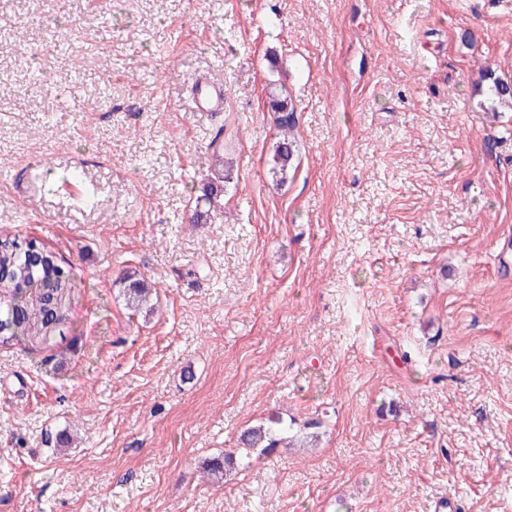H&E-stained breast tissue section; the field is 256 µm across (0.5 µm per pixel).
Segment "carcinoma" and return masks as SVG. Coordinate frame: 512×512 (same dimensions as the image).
I'll return each mask as SVG.
<instances>
[{
	"instance_id": "1",
	"label": "carcinoma",
	"mask_w": 512,
	"mask_h": 512,
	"mask_svg": "<svg viewBox=\"0 0 512 512\" xmlns=\"http://www.w3.org/2000/svg\"><path fill=\"white\" fill-rule=\"evenodd\" d=\"M481 81L487 83L489 103L512 105V81L491 72L483 74ZM271 107L278 112L279 133L273 146L270 173L284 183L295 169L299 152L294 136L296 115L285 99L271 100ZM79 177L75 170L61 174L46 165L41 171L42 185L48 188ZM229 180V167L224 163V156L215 155L214 175L196 198L193 223L207 222ZM75 288L77 285L64 259L42 240L0 233V347L25 343L34 348L57 336H66L70 300ZM122 295L127 308L133 312L153 310V289L143 279L127 278L122 283ZM238 443L240 458L235 459L229 454L222 460H210L203 466L204 476L217 479L238 466L248 467L253 453L277 447L279 438L275 429L258 426L244 430Z\"/></svg>"
}]
</instances>
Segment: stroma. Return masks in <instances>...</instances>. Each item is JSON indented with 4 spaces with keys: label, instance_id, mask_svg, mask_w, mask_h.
Returning <instances> with one entry per match:
<instances>
[{
    "label": "stroma",
    "instance_id": "stroma-1",
    "mask_svg": "<svg viewBox=\"0 0 512 512\" xmlns=\"http://www.w3.org/2000/svg\"><path fill=\"white\" fill-rule=\"evenodd\" d=\"M485 67L512 79V0H0V232L78 284L65 340L0 347V512H512V109ZM205 75L223 111H194ZM218 133L231 181L194 224ZM47 161L80 182L44 190ZM274 417L315 447L201 480ZM482 82H487V101L492 105H512V82L496 77L487 72L481 76ZM271 107L278 112L279 133L273 146V164L270 173L280 183H285L288 176L294 171V162L299 152L298 144L294 136L296 127V115L293 108L288 105L287 99L271 100ZM278 178V179H277ZM121 285V292L129 310L133 312H143V310L151 312L153 310V289L145 280L135 279L131 276Z\"/></svg>",
    "mask_w": 512,
    "mask_h": 512
}]
</instances>
